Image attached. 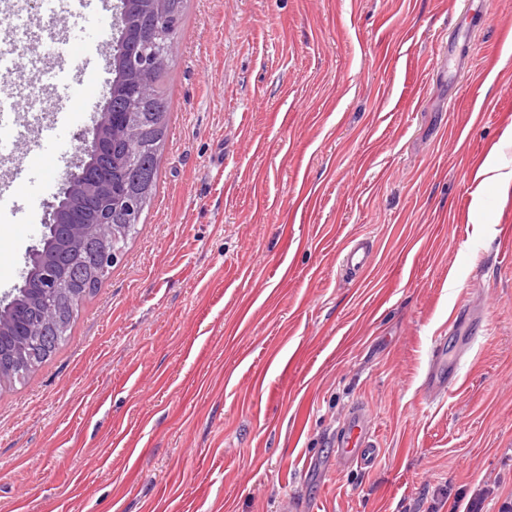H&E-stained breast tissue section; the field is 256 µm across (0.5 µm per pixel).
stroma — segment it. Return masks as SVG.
<instances>
[{
	"mask_svg": "<svg viewBox=\"0 0 512 512\" xmlns=\"http://www.w3.org/2000/svg\"><path fill=\"white\" fill-rule=\"evenodd\" d=\"M96 18L28 0L11 25L112 55ZM31 51L34 111L62 60ZM169 125L135 233L51 356L0 385V512H448L512 493V0H184ZM53 201L74 166L29 140ZM9 163L0 162V175ZM43 226L0 239V293ZM370 266L343 275L354 237ZM483 288L470 292L472 279ZM449 344L461 379L423 389ZM378 456L329 448L354 404ZM483 331V323L476 316H470L462 309L455 310L448 319V334L479 336ZM447 336H438L432 347V360L425 379V389L430 396L446 391L452 372L447 363Z\"/></svg>",
	"mask_w": 512,
	"mask_h": 512,
	"instance_id": "1",
	"label": "stroma"
}]
</instances>
